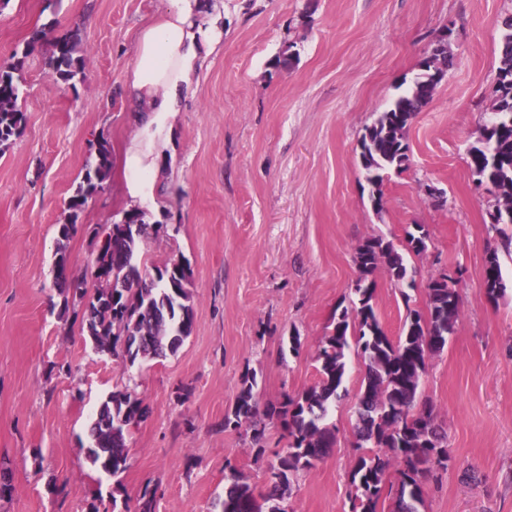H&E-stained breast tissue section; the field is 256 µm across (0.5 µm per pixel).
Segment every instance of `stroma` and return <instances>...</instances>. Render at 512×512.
<instances>
[{
	"instance_id": "1",
	"label": "stroma",
	"mask_w": 512,
	"mask_h": 512,
	"mask_svg": "<svg viewBox=\"0 0 512 512\" xmlns=\"http://www.w3.org/2000/svg\"><path fill=\"white\" fill-rule=\"evenodd\" d=\"M160 6L0 0V66L45 24L77 34L85 58L72 86L49 75L48 45L26 58V124L0 154V468L14 487L0 512H88L96 497L138 512L152 487L155 512H216L228 462L263 486L282 429L268 422L261 460L250 429H225L243 374L256 373L263 405L314 385L318 344L336 307L349 304L356 245L373 234L401 242L417 224L429 249L407 259L412 304L376 275L389 336H399L408 308L424 309L430 275L463 272L456 331L422 379L452 456L425 486V512H512V252L501 241L512 224H491L494 198L475 190L468 165L493 117L500 20L512 0H204L205 11L223 7L224 37L160 155V209L149 217L160 230L138 259L149 271L171 261L188 268L195 327L177 352L129 368L94 349L80 303L61 314L54 263L58 227L100 141L112 169L68 243L74 275L92 274L93 229L121 222L128 209L121 159L137 127L124 79L136 33ZM448 28L454 64L408 127L407 167L389 172L384 209L375 211L360 137L412 85ZM283 54L295 55L293 66L273 68ZM426 184L441 189L444 206L423 193ZM492 252L507 286L494 304L483 282ZM363 374L349 351L344 392L328 413L336 445L294 479L288 512H343ZM118 389L143 399L149 415L131 429L128 468L115 479L91 464L87 448L92 413Z\"/></svg>"
}]
</instances>
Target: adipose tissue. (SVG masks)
<instances>
[{"label": "adipose tissue", "mask_w": 512, "mask_h": 512, "mask_svg": "<svg viewBox=\"0 0 512 512\" xmlns=\"http://www.w3.org/2000/svg\"><path fill=\"white\" fill-rule=\"evenodd\" d=\"M199 0H163L155 21L135 37L134 63L125 78L140 133L123 157L126 199L150 212L157 205L159 150L184 101L195 92L194 81L204 57L220 44L224 16L215 13L207 24L197 16Z\"/></svg>", "instance_id": "1"}]
</instances>
